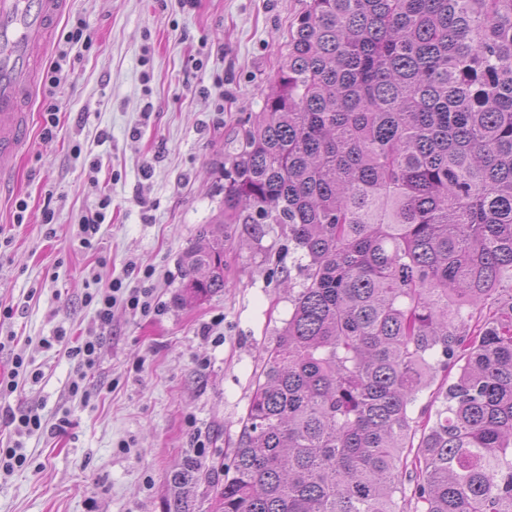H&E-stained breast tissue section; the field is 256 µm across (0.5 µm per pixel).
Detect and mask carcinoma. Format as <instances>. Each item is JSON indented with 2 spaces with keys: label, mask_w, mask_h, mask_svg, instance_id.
I'll return each mask as SVG.
<instances>
[{
  "label": "carcinoma",
  "mask_w": 512,
  "mask_h": 512,
  "mask_svg": "<svg viewBox=\"0 0 512 512\" xmlns=\"http://www.w3.org/2000/svg\"><path fill=\"white\" fill-rule=\"evenodd\" d=\"M226 224L283 225L304 283L224 480L186 458L168 512L202 481L216 512H404L407 465L421 512H512V0H310L186 253L197 301ZM440 378L441 373H439L437 379L427 389L419 394L418 399L412 408L413 417H419L421 413L424 412L425 416L430 414L432 418H434L435 412L442 408L443 395L442 389H439Z\"/></svg>",
  "instance_id": "cac0c4a2"
}]
</instances>
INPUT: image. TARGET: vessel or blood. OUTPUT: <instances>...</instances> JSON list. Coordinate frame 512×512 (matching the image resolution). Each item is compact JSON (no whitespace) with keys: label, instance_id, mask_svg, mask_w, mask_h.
<instances>
[{"label":"vessel or blood","instance_id":"b4317fda","mask_svg":"<svg viewBox=\"0 0 512 512\" xmlns=\"http://www.w3.org/2000/svg\"><path fill=\"white\" fill-rule=\"evenodd\" d=\"M67 8L68 0H0V185L30 146L35 64Z\"/></svg>","mask_w":512,"mask_h":512}]
</instances>
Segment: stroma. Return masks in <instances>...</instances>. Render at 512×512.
I'll return each mask as SVG.
<instances>
[{"mask_svg":"<svg viewBox=\"0 0 512 512\" xmlns=\"http://www.w3.org/2000/svg\"><path fill=\"white\" fill-rule=\"evenodd\" d=\"M69 2L92 45L71 50L52 139L32 104V143L0 188V379L18 352L40 373L0 393V442L22 440L29 456L24 469L0 470V512H166L185 458L231 463L265 351L292 313L279 271L294 288L304 281L282 226L254 237L229 224L223 291L180 300L185 254L222 205L221 167L309 0ZM105 194L106 221L82 247L79 220ZM114 281L149 289L151 308L119 299L102 327L85 295ZM59 331L63 342L46 347ZM95 339L81 398L66 349ZM7 407L67 424L19 438Z\"/></svg>","mask_w":512,"mask_h":512,"instance_id":"obj_1","label":"stroma"}]
</instances>
